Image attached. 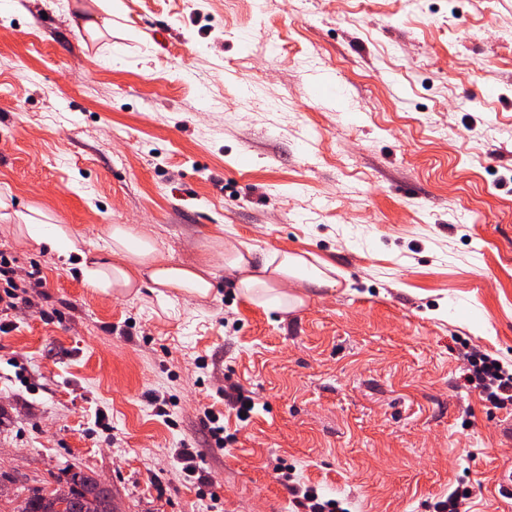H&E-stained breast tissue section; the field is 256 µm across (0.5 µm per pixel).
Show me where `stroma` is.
<instances>
[{
	"label": "stroma",
	"mask_w": 512,
	"mask_h": 512,
	"mask_svg": "<svg viewBox=\"0 0 512 512\" xmlns=\"http://www.w3.org/2000/svg\"><path fill=\"white\" fill-rule=\"evenodd\" d=\"M0 0V187L103 245L111 224L188 263L214 235L340 271L285 313L93 293L15 241L44 285L0 332V512L69 470L123 512H512V438L465 387L466 351L512 364V0ZM206 83H198V74ZM255 408L224 404L226 381ZM219 414L226 447L203 415ZM203 459L188 475L181 448ZM94 4L98 6L99 9L106 15L105 17L97 16L95 14L80 16L78 21L74 23V27L78 32L80 29L91 33H100V28H104L109 30L112 28V8L108 5L107 2L103 0H93ZM276 479L288 490L296 505H303L304 501L309 503L308 512H345L339 511V503L336 499H322L316 490L292 482L288 468L276 472Z\"/></svg>",
	"instance_id": "obj_1"
}]
</instances>
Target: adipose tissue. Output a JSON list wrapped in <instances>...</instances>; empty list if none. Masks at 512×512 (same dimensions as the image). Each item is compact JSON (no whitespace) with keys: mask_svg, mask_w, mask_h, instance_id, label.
Returning a JSON list of instances; mask_svg holds the SVG:
<instances>
[{"mask_svg":"<svg viewBox=\"0 0 512 512\" xmlns=\"http://www.w3.org/2000/svg\"><path fill=\"white\" fill-rule=\"evenodd\" d=\"M17 219L14 232L24 242L66 259L80 257L85 287L104 296L136 295L150 284L159 288L166 307L181 300L204 303L212 296L217 257L240 295L266 309L285 312L303 305L309 286L338 285L336 278L303 255L274 252L260 257L252 245L234 237L212 236L198 259L176 265L147 232L128 224L109 225L108 244L100 250L69 225L45 224L24 213Z\"/></svg>","mask_w":512,"mask_h":512,"instance_id":"adipose-tissue-1","label":"adipose tissue"}]
</instances>
